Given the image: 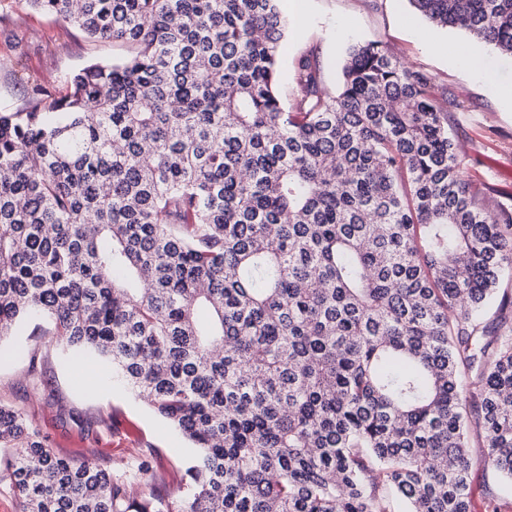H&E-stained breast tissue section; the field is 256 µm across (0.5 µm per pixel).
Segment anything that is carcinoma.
Here are the masks:
<instances>
[{
  "label": "carcinoma",
  "mask_w": 512,
  "mask_h": 512,
  "mask_svg": "<svg viewBox=\"0 0 512 512\" xmlns=\"http://www.w3.org/2000/svg\"><path fill=\"white\" fill-rule=\"evenodd\" d=\"M134 47L0 110V339L33 316L197 449L178 500L0 406L23 512H472L469 408L512 480V213L431 78L353 45L277 90L280 0H26ZM512 55V0H409ZM500 296L494 326L480 321Z\"/></svg>",
  "instance_id": "1"
}]
</instances>
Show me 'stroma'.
<instances>
[{
  "mask_svg": "<svg viewBox=\"0 0 512 512\" xmlns=\"http://www.w3.org/2000/svg\"><path fill=\"white\" fill-rule=\"evenodd\" d=\"M291 0L280 6L290 21L281 55L280 91L293 102V66L315 59L322 83L338 90L348 48L379 41L405 65L432 77L437 99L448 102V130L461 145L466 179L496 209L512 212V57L462 32L428 23L409 0ZM482 59L495 73L483 81L457 58V49ZM120 43L90 42L55 16L33 10L26 0H0V108L28 99L27 79L61 91L72 72L91 60H117ZM38 319L0 341V405L23 412L48 447L74 462L88 457L136 471L148 463L165 497L175 498L187 479L195 450L180 431L158 417L89 352L55 343Z\"/></svg>",
  "mask_w": 512,
  "mask_h": 512,
  "instance_id": "obj_1",
  "label": "stroma"
}]
</instances>
